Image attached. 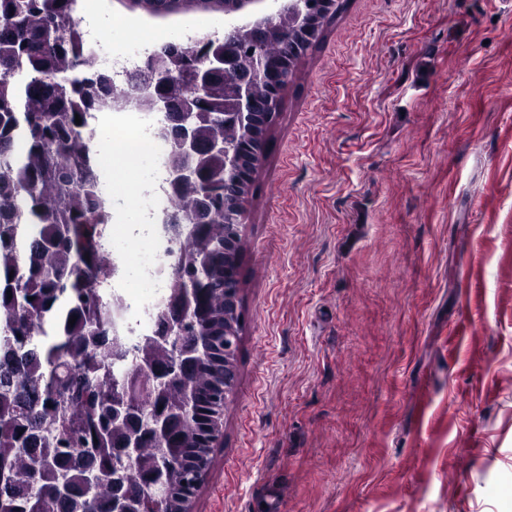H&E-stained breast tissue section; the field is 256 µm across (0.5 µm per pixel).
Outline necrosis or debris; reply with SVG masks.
I'll use <instances>...</instances> for the list:
<instances>
[{
	"mask_svg": "<svg viewBox=\"0 0 512 512\" xmlns=\"http://www.w3.org/2000/svg\"><path fill=\"white\" fill-rule=\"evenodd\" d=\"M102 109L118 115L136 113L138 119L133 130H120L116 133L121 140L120 146L129 154L148 152L158 160L153 187L135 192L132 201L150 219L142 232L144 239L159 238L162 251L150 252L138 262H130L126 253L114 250L115 243L125 236L124 227L120 224L109 225L103 245L104 252L111 254L112 261L119 270L118 275L113 276L104 286L106 298L119 305L115 314V332L132 344L141 341L151 331L159 309L167 303L171 294L169 266L177 256L180 241L168 231L165 224L167 216L174 210V195L166 182L169 146L161 134L163 121L158 113L146 111L136 103L125 102L123 94L120 93L108 96ZM127 271L133 272L145 285V294L134 297L126 292L123 274Z\"/></svg>",
	"mask_w": 512,
	"mask_h": 512,
	"instance_id": "4bbe7bcc",
	"label": "necrosis or debris"
}]
</instances>
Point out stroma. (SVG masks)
Here are the masks:
<instances>
[{
	"label": "stroma",
	"instance_id": "35a3bbf8",
	"mask_svg": "<svg viewBox=\"0 0 512 512\" xmlns=\"http://www.w3.org/2000/svg\"><path fill=\"white\" fill-rule=\"evenodd\" d=\"M114 52L224 33L122 0ZM192 512H512V0H345L249 197Z\"/></svg>",
	"mask_w": 512,
	"mask_h": 512
}]
</instances>
